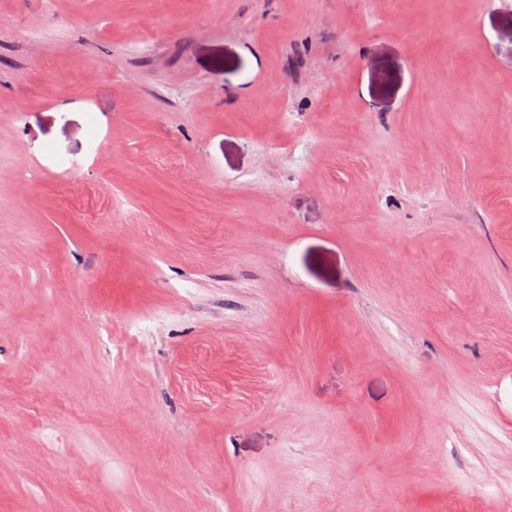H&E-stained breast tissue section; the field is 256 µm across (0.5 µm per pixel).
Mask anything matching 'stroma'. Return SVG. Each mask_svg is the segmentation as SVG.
Segmentation results:
<instances>
[{"label":"stroma","mask_w":512,"mask_h":512,"mask_svg":"<svg viewBox=\"0 0 512 512\" xmlns=\"http://www.w3.org/2000/svg\"><path fill=\"white\" fill-rule=\"evenodd\" d=\"M498 95L512 0H0V512L512 502Z\"/></svg>","instance_id":"stroma-1"}]
</instances>
